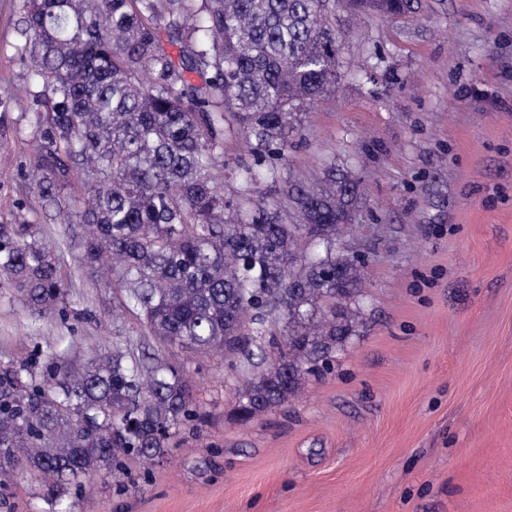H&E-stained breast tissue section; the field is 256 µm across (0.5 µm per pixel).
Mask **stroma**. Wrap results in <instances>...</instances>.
<instances>
[{
  "label": "stroma",
  "mask_w": 512,
  "mask_h": 512,
  "mask_svg": "<svg viewBox=\"0 0 512 512\" xmlns=\"http://www.w3.org/2000/svg\"><path fill=\"white\" fill-rule=\"evenodd\" d=\"M335 86L307 105L288 149L292 183L358 185L340 249L364 261L354 332L329 370L248 423L241 391L274 361L160 344L124 291L79 260L80 225L23 178L35 147L0 106V223L61 240L66 313L32 314L0 279V365L82 362L103 345L154 353L200 383L207 420L178 428L150 468L78 479L68 512H512V0H419L391 18L334 10ZM21 0H0V82L30 85ZM44 483L0 473V512H55Z\"/></svg>",
  "instance_id": "obj_1"
}]
</instances>
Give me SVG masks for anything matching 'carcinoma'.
Returning a JSON list of instances; mask_svg holds the SVG:
<instances>
[{"label": "carcinoma", "mask_w": 512, "mask_h": 512, "mask_svg": "<svg viewBox=\"0 0 512 512\" xmlns=\"http://www.w3.org/2000/svg\"><path fill=\"white\" fill-rule=\"evenodd\" d=\"M354 14L400 16L415 0H345ZM330 0H22L36 90L0 104L30 114V188L71 203L79 259L124 288L122 307L161 343L246 354L264 339L275 362L238 406L248 420L294 398L352 333L364 261L339 251L356 188L293 187L301 223L285 224L263 185L278 180L297 117L336 83ZM201 82L193 84L189 74ZM243 137L230 188L214 171ZM58 242L39 224H0V276L42 316L64 314ZM284 323L283 338L268 317ZM205 414L182 369L100 350L75 367L22 360L0 368V470L54 480L60 505L78 477L153 463L172 429Z\"/></svg>", "instance_id": "cac0c4a2"}]
</instances>
